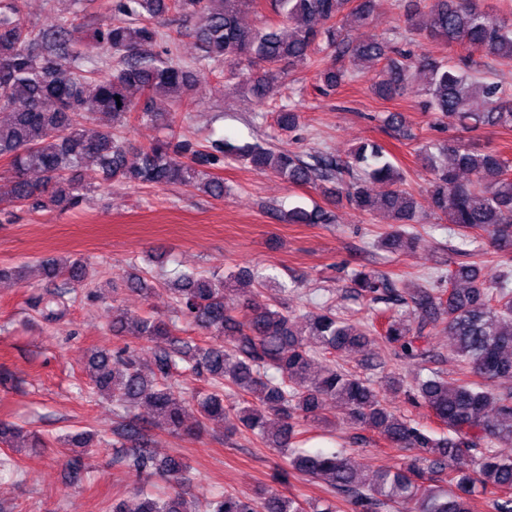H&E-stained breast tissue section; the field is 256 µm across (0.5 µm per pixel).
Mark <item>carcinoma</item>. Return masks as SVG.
<instances>
[{
	"label": "carcinoma",
	"instance_id": "cac0c4a2",
	"mask_svg": "<svg viewBox=\"0 0 512 512\" xmlns=\"http://www.w3.org/2000/svg\"><path fill=\"white\" fill-rule=\"evenodd\" d=\"M19 0H0V156L11 158L13 175L0 183V199L37 208L44 200L75 206L85 199L84 186L68 174L95 161L108 182L129 185L181 184L214 199L224 198V180L214 170L233 155L260 173H271L296 186L319 189L326 197H344L357 210L392 215L400 228L382 234L375 246L390 253L414 248L420 237L419 204L404 187V177L386 150L370 142L359 145L352 160L324 155L311 164L286 149L239 147L228 140L196 149L169 135L129 160L131 147L118 132L132 115L154 122L156 96L180 98L195 87L187 67L153 51L162 41L176 44L164 31L173 15L201 16L196 31L204 59L227 67L228 82L247 89L265 109L273 100L281 66L313 69L328 90H335L371 62L384 65L371 78L376 96L402 94L417 78L424 81V108L437 116H454L464 129H512V87L478 78L467 68L427 55L395 49L383 38L353 43L343 34L350 23H368L377 0H271L281 26L250 27L242 10L253 0H115L116 21L93 31L86 51L74 49L68 34L73 23L50 27L21 22ZM406 26L425 38L512 63V11L504 17L486 0H398ZM109 56L110 74L89 63L90 53ZM111 124L88 134L84 124L98 116ZM384 123L403 139L412 138L400 112ZM278 127L293 132L299 115L281 107ZM184 155L188 162L172 163ZM446 155L449 161L438 162ZM429 173L427 193L433 208L452 231L484 232L494 247L491 272L459 263L439 271L445 288L420 285L404 300L376 270L352 276L355 293L387 308L375 314L377 335L361 330L330 310L308 315L303 325L279 309L253 303V285H266L248 270L214 278L178 272L169 281L181 317L209 335L200 346L176 336L177 326L159 317L137 316L115 307L112 332H131L155 344L148 364L128 349H95L88 358L94 392L125 413L119 432L130 442L131 467L155 471L173 487L185 480L188 465L179 457L157 459L148 448L144 427L132 411L146 405L152 425L172 434L189 433L188 408L198 413L199 428L224 421V387L245 395L237 411L239 424L286 459L288 474L320 480L350 499L354 512H382L413 504L414 512H471L477 491L493 494L494 512H512V175L495 149L475 151L452 137L422 151ZM43 179L31 182L30 171ZM387 185L374 196L365 180ZM290 224H329L332 211L296 206L285 213ZM50 278L80 283L86 278L83 258L50 260ZM69 288L48 290L34 298L43 319L63 315ZM405 305L399 312L395 307ZM444 326L454 341L457 360L476 376L450 378L442 371L416 374L408 398L426 408L448 436L436 438L424 426L395 415L382 404L373 384L336 367L334 357L381 341L394 347L410 366L422 368L429 358L427 327ZM203 378L209 389L181 397L174 376ZM334 399L347 410L354 429L377 432L397 449L413 448L395 470L368 477L340 451L307 453L299 449L301 426L325 422L324 401ZM0 444L8 448H44L34 431L0 423ZM475 451L470 471L450 465L456 456ZM436 473L439 479L427 477ZM137 502L112 512H198L196 500L179 491L158 497L135 493ZM210 512H338L334 501L304 500L261 488L252 497L226 492L209 503Z\"/></svg>",
	"mask_w": 512,
	"mask_h": 512
}]
</instances>
